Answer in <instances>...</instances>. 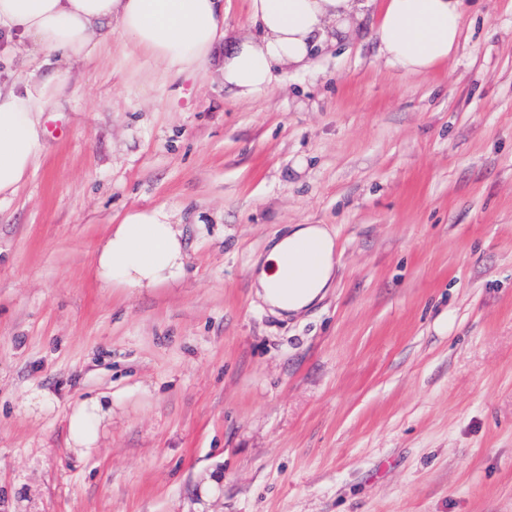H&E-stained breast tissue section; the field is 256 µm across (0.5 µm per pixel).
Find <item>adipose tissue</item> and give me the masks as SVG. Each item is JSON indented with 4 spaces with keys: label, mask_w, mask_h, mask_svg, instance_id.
<instances>
[{
    "label": "adipose tissue",
    "mask_w": 512,
    "mask_h": 512,
    "mask_svg": "<svg viewBox=\"0 0 512 512\" xmlns=\"http://www.w3.org/2000/svg\"><path fill=\"white\" fill-rule=\"evenodd\" d=\"M374 6L375 37L389 64L424 75L455 52L463 0H248L256 36L225 31L223 0H0V41L27 39L41 54L31 70L0 82V199L17 192L44 154L42 117L63 98V83L41 73L45 57L87 62L117 33L132 52L159 62L168 80L208 69L220 49L225 89L252 100L267 95L277 76L308 68L317 50L350 39ZM334 252L325 226L294 225L267 254L256 286L271 306L299 312L331 282ZM94 258L105 288L171 287L185 273L183 234L162 206L127 211ZM107 413L98 399L72 410L75 447L96 443Z\"/></svg>",
    "instance_id": "obj_1"
}]
</instances>
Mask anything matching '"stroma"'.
Masks as SVG:
<instances>
[{
	"instance_id": "1",
	"label": "stroma",
	"mask_w": 512,
	"mask_h": 512,
	"mask_svg": "<svg viewBox=\"0 0 512 512\" xmlns=\"http://www.w3.org/2000/svg\"><path fill=\"white\" fill-rule=\"evenodd\" d=\"M463 11L425 75L373 13L256 100L117 34L68 70L0 202V512H512V0ZM158 206L185 278L99 287L110 224ZM293 224L336 269L282 320L253 264ZM111 411L99 399L85 401L69 416V431L75 448H92L98 439L100 421Z\"/></svg>"
}]
</instances>
